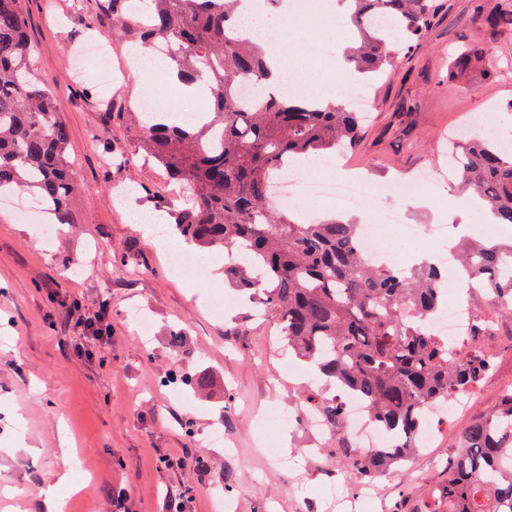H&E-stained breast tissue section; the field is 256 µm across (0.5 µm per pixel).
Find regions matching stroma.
<instances>
[{
  "label": "stroma",
  "mask_w": 512,
  "mask_h": 512,
  "mask_svg": "<svg viewBox=\"0 0 512 512\" xmlns=\"http://www.w3.org/2000/svg\"><path fill=\"white\" fill-rule=\"evenodd\" d=\"M499 0H436V19L398 68L371 89L370 120L347 160L376 183L411 177L446 163L448 144L467 114L488 113L496 131L512 133V78L497 68L460 82L449 74L454 48L477 41L501 65H512V31L485 28L478 11ZM35 76L56 92V109L69 129L67 153L80 190L72 221L51 241L31 224L0 214V512H55L45 494L58 484L66 512H98L117 491L133 512H161L165 496L189 493L190 512H347L352 485L338 438L312 435L299 418L309 393L319 390L303 362L289 358L274 324L248 307L223 317L209 308L233 297L232 284L175 277L162 252L131 219L115 188H136L148 214L175 207L154 164L108 160L104 143L130 151L124 120L103 121L94 104L109 100L129 108L147 79L129 53L125 35L102 12L101 0H23ZM288 70L304 87L326 89L336 68L313 64L305 48L314 39L335 60L341 27L312 28L289 21ZM106 42L112 65L127 74L112 85L84 70L90 40ZM471 193L459 179L429 187L426 201L386 197L381 211L402 223L432 229L447 225L448 241L484 236L480 212L464 210ZM136 255L134 263L122 254ZM154 324L150 341L134 332V309ZM109 310L112 342L93 349L92 360L73 350L78 320ZM185 332L182 352L165 344L170 329ZM493 367L477 399L456 414L432 447L404 465L368 477L372 494L361 512H448L443 487L455 444L472 417L500 402V376L512 373V319H501L492 347ZM208 373L221 392L202 400L183 384L164 385L172 371ZM275 411L286 419L271 422ZM222 426L224 447L206 435ZM208 457L178 470L165 457Z\"/></svg>",
  "instance_id": "stroma-1"
}]
</instances>
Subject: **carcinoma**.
<instances>
[{
    "label": "carcinoma",
    "instance_id": "obj_1",
    "mask_svg": "<svg viewBox=\"0 0 512 512\" xmlns=\"http://www.w3.org/2000/svg\"><path fill=\"white\" fill-rule=\"evenodd\" d=\"M241 0H106L113 23L143 45L168 44L167 59L183 81L205 80L211 91L204 120L165 122L133 113L134 146L161 167L171 188L183 187L172 234L201 252L239 255L224 277L266 307L288 354L318 370L343 395L363 400L390 442L355 457L352 478L402 464L417 450L426 409L476 385L486 372L478 354L448 363V345L430 318L448 288L442 267L423 261L411 271L374 267L357 249L359 225L343 218L300 224L273 210L270 187L293 162L355 147L363 115L269 82L264 47L237 28ZM355 33L346 70L373 85L420 40L436 17L434 0H340ZM491 31L512 30V0L482 16ZM490 61L487 48L462 45L450 75H470ZM246 83L261 96L239 99ZM68 130L53 91L34 76L21 0H0V196L34 191L55 223L69 224L77 183L67 158ZM464 188L494 224L512 225V149L495 138H460L456 150ZM459 274L478 282L488 299L507 303L512 318V241L477 242L456 250ZM194 390L204 374H171ZM307 401L324 421L343 423L341 402L318 392ZM448 512H512V399L471 422L460 437L444 486Z\"/></svg>",
    "mask_w": 512,
    "mask_h": 512
}]
</instances>
